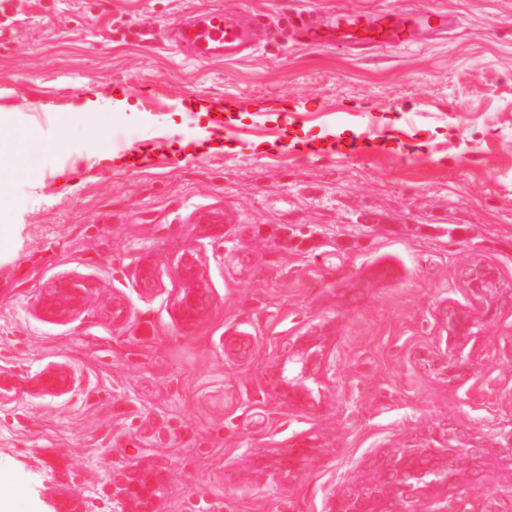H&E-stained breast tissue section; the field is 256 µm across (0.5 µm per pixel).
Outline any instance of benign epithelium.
I'll use <instances>...</instances> for the list:
<instances>
[{
  "label": "benign epithelium",
  "mask_w": 512,
  "mask_h": 512,
  "mask_svg": "<svg viewBox=\"0 0 512 512\" xmlns=\"http://www.w3.org/2000/svg\"><path fill=\"white\" fill-rule=\"evenodd\" d=\"M179 280L174 305L188 324L203 322L208 315L207 262L195 248L182 252L177 260ZM471 295L468 305L450 309L442 316L444 336L425 355L429 369L442 379L454 380L477 358L484 327L508 298L511 288H490L499 280L496 268L475 255L461 274ZM49 315L66 319L78 304L71 285L60 283L41 299ZM329 323L320 322L303 328L287 339L284 348L275 352L268 376L277 395L288 409L309 414L321 408L322 393L332 371ZM69 382L65 369L48 372L46 384L55 391L64 390ZM495 456L512 463V420L491 433L470 435L446 424L424 430L387 449L372 473L331 502L327 512H418L416 506L428 501L430 512H448V497L456 503L453 512H473L467 508L475 487L471 475L482 461ZM268 473L283 477L291 474L280 454L266 453ZM155 490L151 476L126 470L112 476V512H149ZM479 497L491 504L487 512H512V483L500 488L480 489Z\"/></svg>",
  "instance_id": "1"
}]
</instances>
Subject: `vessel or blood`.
Instances as JSON below:
<instances>
[{"mask_svg":"<svg viewBox=\"0 0 512 512\" xmlns=\"http://www.w3.org/2000/svg\"><path fill=\"white\" fill-rule=\"evenodd\" d=\"M449 25L448 17L438 12L409 11L399 17L382 12L367 18L345 9L338 11L328 23L303 24L299 34L308 43L341 49L356 46L370 49L387 44L405 47L416 42L422 27L444 32ZM168 41L174 48L201 61L235 59L253 46L249 30L240 24L236 13L226 10H209L177 25Z\"/></svg>","mask_w":512,"mask_h":512,"instance_id":"obj_1","label":"vessel or blood"}]
</instances>
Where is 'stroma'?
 I'll return each instance as SVG.
<instances>
[{"instance_id": "35a3bbf8", "label": "stroma", "mask_w": 512, "mask_h": 512, "mask_svg": "<svg viewBox=\"0 0 512 512\" xmlns=\"http://www.w3.org/2000/svg\"><path fill=\"white\" fill-rule=\"evenodd\" d=\"M342 8L453 27L362 53L269 31ZM209 9L258 20V49L200 63L158 39ZM227 97L239 107L220 127L188 109ZM89 98L102 112H79ZM0 114L41 142L0 196V488L19 490L0 512H112V474L131 469L156 477V512H324L416 431L512 419V301L456 381L417 361L443 309L469 303L472 254L512 282V0H0ZM345 128L388 143L354 154ZM287 131L328 146L300 157ZM134 150L150 156L128 165ZM189 247L208 261L198 325L173 304ZM61 281L79 298L67 319L40 306ZM323 320L334 384L320 411H289L265 369ZM58 366L67 391L37 389ZM307 437L292 477L260 473L265 449Z\"/></svg>"}]
</instances>
